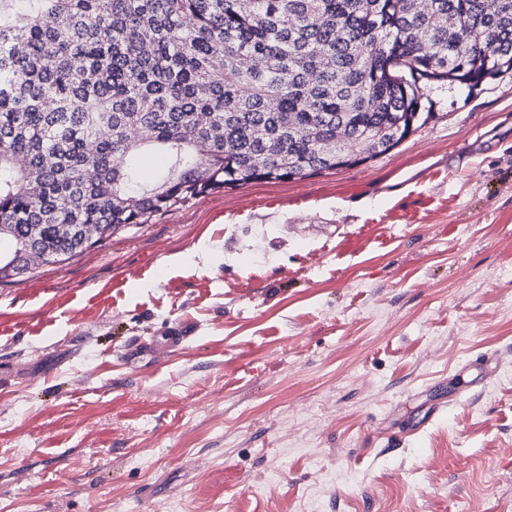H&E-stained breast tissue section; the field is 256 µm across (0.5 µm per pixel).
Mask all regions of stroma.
<instances>
[{
    "label": "stroma",
    "mask_w": 512,
    "mask_h": 512,
    "mask_svg": "<svg viewBox=\"0 0 512 512\" xmlns=\"http://www.w3.org/2000/svg\"><path fill=\"white\" fill-rule=\"evenodd\" d=\"M423 107L0 283V512H512V79ZM191 334V329L188 326H184L177 332H174L172 336H163L162 338L155 341L152 347L149 349V355L156 361H160L164 355L174 346L179 345L181 342L187 340Z\"/></svg>",
    "instance_id": "1"
}]
</instances>
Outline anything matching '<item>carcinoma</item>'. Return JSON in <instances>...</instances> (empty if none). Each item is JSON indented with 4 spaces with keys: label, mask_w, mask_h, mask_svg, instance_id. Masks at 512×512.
Wrapping results in <instances>:
<instances>
[{
    "label": "carcinoma",
    "mask_w": 512,
    "mask_h": 512,
    "mask_svg": "<svg viewBox=\"0 0 512 512\" xmlns=\"http://www.w3.org/2000/svg\"><path fill=\"white\" fill-rule=\"evenodd\" d=\"M512 74V0H0V282L212 190L355 166ZM171 153L144 181L143 145Z\"/></svg>",
    "instance_id": "obj_1"
}]
</instances>
